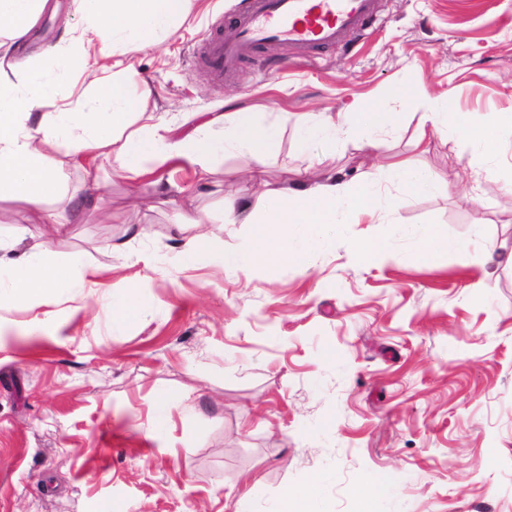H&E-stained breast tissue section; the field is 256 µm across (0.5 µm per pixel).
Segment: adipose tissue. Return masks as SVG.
Returning a JSON list of instances; mask_svg holds the SVG:
<instances>
[{
	"label": "adipose tissue",
	"instance_id": "ef3b65f1",
	"mask_svg": "<svg viewBox=\"0 0 512 512\" xmlns=\"http://www.w3.org/2000/svg\"><path fill=\"white\" fill-rule=\"evenodd\" d=\"M82 30L59 56L56 70L41 68L34 56L21 54L47 6V0H0V199L24 201L39 223L64 234L67 225L57 213L47 210L55 200L73 218H80L91 199L70 192L60 181L50 153L84 155L111 162L114 172L128 177L147 173L149 166L175 160L190 168L198 184H208L219 156L237 153L261 166L277 146L283 123L263 122L254 112H207L188 117V131L158 122L145 105L151 90L142 86L131 94L126 84L129 70L118 49L132 46L158 51L177 31L189 11L191 0H78ZM12 72L14 81L4 80ZM85 77L88 84L75 93L69 76ZM401 103L420 108L417 145L429 137L452 130L475 151H495V133L512 126V113L485 112L475 115L454 112L447 99L431 101L425 94H404ZM39 113L37 135L25 132L26 121ZM294 125L304 139L321 132L357 141L362 148L379 147L378 131L396 127L400 113L374 109L351 115L294 114ZM395 185L392 194L382 193L373 181L361 177L343 181L333 176L306 179L282 190L266 185L258 202L230 200L225 221L249 224L254 242L247 248L223 253L224 267L237 272L257 266L308 267L312 258L327 248L344 225L359 215L382 212L394 216L403 196H428L438 188L434 173L395 159L386 166ZM200 215H179L173 261L189 268L208 255L214 246L201 233ZM399 235L416 244L413 257L430 263L442 253H469L475 239L449 238L441 224H404ZM7 276L14 301L50 307L65 295L97 291L91 269L78 258L57 259L47 247L29 245L22 239L0 238V276Z\"/></svg>",
	"mask_w": 512,
	"mask_h": 512
}]
</instances>
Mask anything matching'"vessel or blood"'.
Returning <instances> with one entry per match:
<instances>
[{
    "mask_svg": "<svg viewBox=\"0 0 512 512\" xmlns=\"http://www.w3.org/2000/svg\"><path fill=\"white\" fill-rule=\"evenodd\" d=\"M380 7V0H252L228 34L206 38L201 56L220 79L263 47L316 53L359 33Z\"/></svg>",
    "mask_w": 512,
    "mask_h": 512,
    "instance_id": "obj_1",
    "label": "vessel or blood"
}]
</instances>
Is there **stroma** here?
Here are the masks:
<instances>
[{
    "label": "stroma",
    "instance_id": "obj_1",
    "mask_svg": "<svg viewBox=\"0 0 512 512\" xmlns=\"http://www.w3.org/2000/svg\"><path fill=\"white\" fill-rule=\"evenodd\" d=\"M32 33L42 65L78 34L77 0H48ZM248 0H193L158 51H129L131 85L148 81L162 121L224 111L390 109L401 94H451L457 112L512 113V0H382L367 31L301 58L288 48L244 59L224 81L196 48ZM418 118L385 130L381 151L348 142L302 151L293 127L261 172L225 156L208 187L169 163L144 179L101 173V214L49 248L81 254L108 293L70 295L33 326L0 304V512H277L284 490L316 486L321 512H359L370 477L376 512H512V127L486 158L455 134L412 142ZM399 155L441 189L405 200L406 224L478 237L469 254L416 262L413 241L362 217L310 268L225 270L221 248L251 229L223 202L257 201L306 169L384 179ZM203 214L217 245L175 270L176 214ZM133 225L146 236L130 238ZM391 236L389 258L362 264L352 244ZM137 285L148 316L113 325L110 295ZM169 394L163 430L156 402Z\"/></svg>",
    "mask_w": 512,
    "mask_h": 512
}]
</instances>
